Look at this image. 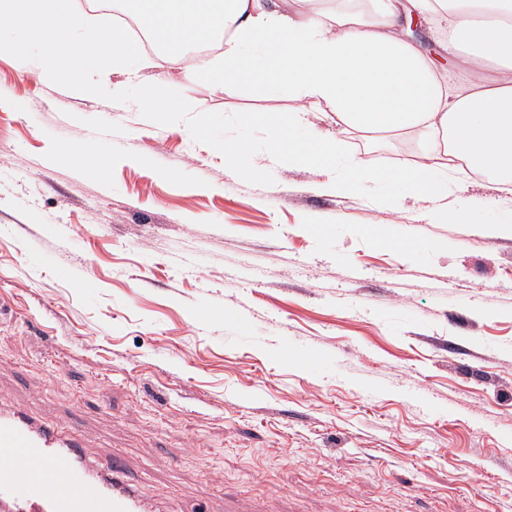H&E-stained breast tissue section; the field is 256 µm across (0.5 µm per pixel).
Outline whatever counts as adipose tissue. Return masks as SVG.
<instances>
[{
	"label": "adipose tissue",
	"mask_w": 512,
	"mask_h": 512,
	"mask_svg": "<svg viewBox=\"0 0 512 512\" xmlns=\"http://www.w3.org/2000/svg\"><path fill=\"white\" fill-rule=\"evenodd\" d=\"M142 33L125 27L87 30L74 0H0L5 49L39 78L94 96L95 78L127 71L138 105L163 115L161 82L140 77L144 41L186 60V87L209 83L230 92L256 86L271 99L300 103L281 118L255 112L247 123L277 132L273 157L296 167L333 165L329 190L348 196L378 182L362 159L344 154L341 134L411 132L417 161L398 175L408 190L451 191L452 172L490 176L512 193V0H361L291 10L286 0H122ZM448 57L463 63L462 81L439 77L410 37L412 14ZM218 41L221 62L190 56ZM326 105L339 135L313 132L303 104Z\"/></svg>",
	"instance_id": "1"
}]
</instances>
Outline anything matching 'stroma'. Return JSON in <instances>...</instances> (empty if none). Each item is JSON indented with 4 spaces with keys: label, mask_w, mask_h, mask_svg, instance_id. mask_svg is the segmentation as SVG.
Masks as SVG:
<instances>
[{
    "label": "stroma",
    "mask_w": 512,
    "mask_h": 512,
    "mask_svg": "<svg viewBox=\"0 0 512 512\" xmlns=\"http://www.w3.org/2000/svg\"><path fill=\"white\" fill-rule=\"evenodd\" d=\"M142 75L168 121L126 76L87 98L0 49V408L73 422L89 462L121 452L163 512H512V195L478 173L394 209L383 183L327 193L331 167L275 162L246 125L295 102L184 89L159 55ZM200 126L246 137L260 177ZM343 149L391 176L418 140ZM194 136L209 141L211 150L214 153L224 154L225 160H228L233 165L234 171L238 175L247 178L260 176V172L246 162V157L250 151V144L246 139H238L235 143H228L225 139L213 138L204 127L196 129Z\"/></svg>",
    "instance_id": "1"
}]
</instances>
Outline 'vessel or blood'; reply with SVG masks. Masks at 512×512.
<instances>
[{
	"instance_id": "vessel-or-blood-1",
	"label": "vessel or blood",
	"mask_w": 512,
	"mask_h": 512,
	"mask_svg": "<svg viewBox=\"0 0 512 512\" xmlns=\"http://www.w3.org/2000/svg\"><path fill=\"white\" fill-rule=\"evenodd\" d=\"M87 445L73 426L0 409V512H151L122 455L93 468Z\"/></svg>"
}]
</instances>
